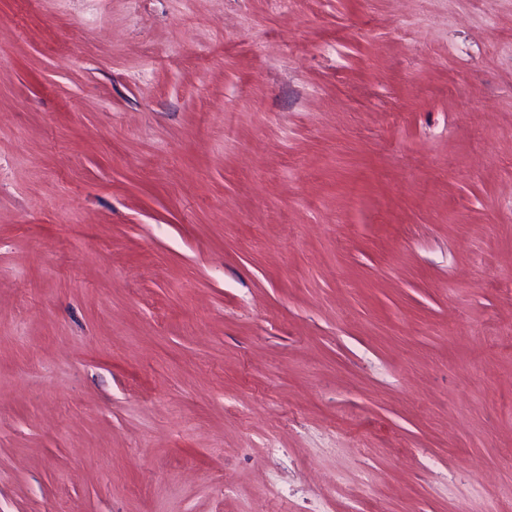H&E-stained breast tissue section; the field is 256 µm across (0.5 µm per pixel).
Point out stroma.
<instances>
[{"label": "stroma", "mask_w": 512, "mask_h": 512, "mask_svg": "<svg viewBox=\"0 0 512 512\" xmlns=\"http://www.w3.org/2000/svg\"><path fill=\"white\" fill-rule=\"evenodd\" d=\"M511 179L512 0H0V512H512Z\"/></svg>", "instance_id": "stroma-1"}]
</instances>
